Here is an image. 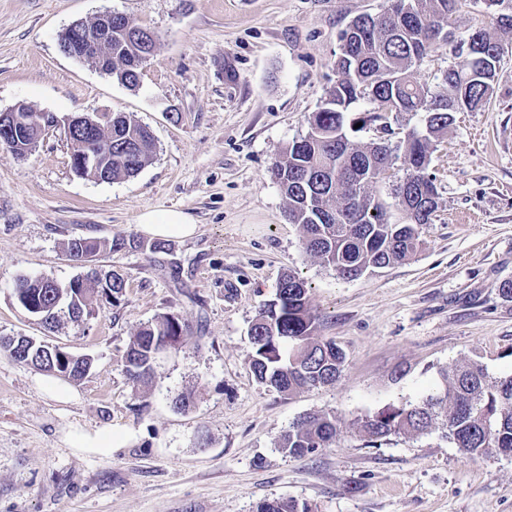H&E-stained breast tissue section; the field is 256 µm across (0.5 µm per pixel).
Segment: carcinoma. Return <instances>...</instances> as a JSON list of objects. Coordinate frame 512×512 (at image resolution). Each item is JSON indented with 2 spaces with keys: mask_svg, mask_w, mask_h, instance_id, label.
<instances>
[{
  "mask_svg": "<svg viewBox=\"0 0 512 512\" xmlns=\"http://www.w3.org/2000/svg\"><path fill=\"white\" fill-rule=\"evenodd\" d=\"M485 7L499 27L512 30V0H403L376 15L355 18L339 36L336 82L312 113L304 135L288 144L270 167L271 178L288 200V223L302 229L305 254L333 268L342 279H353L417 254L422 226L432 223L438 191L429 173L432 140L448 132L456 112H480L491 100L494 81L506 48L486 30H473L458 39L452 18L467 5ZM457 42L460 61L448 66L432 86L420 84L415 70L439 45ZM157 42L142 27L119 13L112 20V77L134 90L143 64L155 55ZM372 108L363 118L381 133L368 144L353 143L345 129V115L360 101ZM404 112L424 113L423 128L408 131L395 143L392 123ZM11 150L41 136L39 116L23 115ZM100 127L70 134L73 152L93 149L103 169H80L76 174L108 182L137 175L153 159L156 143L150 129L130 113L103 115ZM404 153V176L394 188L395 206L403 221H391L389 206L375 188L390 178ZM127 246L157 252L165 245L134 240L111 243L96 237H77L67 243L69 257L95 256L104 249ZM21 287L40 301L51 329L58 310L67 303L69 314L82 319L94 302L114 304L125 295L118 273L101 277L91 271L66 284L50 279H24ZM189 325L175 314H163L141 326L125 355L128 379L140 391L151 377L157 359L177 349ZM318 318L311 312L308 288L290 273L278 283L273 299L264 302L248 330L252 353L249 364L256 378L281 393L331 385L339 378L345 353L333 340L317 334ZM32 366L60 371L57 354L37 340ZM438 389L418 403L391 404L361 420L372 442L391 435L417 436L438 430L471 456L512 457V374L491 376L479 360H468L439 371ZM336 417L314 414L299 419L283 435L278 448L291 456H305L335 443ZM256 512H312L295 500L272 499L257 504Z\"/></svg>",
  "mask_w": 512,
  "mask_h": 512,
  "instance_id": "carcinoma-1",
  "label": "carcinoma"
}]
</instances>
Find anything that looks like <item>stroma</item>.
<instances>
[{"mask_svg":"<svg viewBox=\"0 0 512 512\" xmlns=\"http://www.w3.org/2000/svg\"><path fill=\"white\" fill-rule=\"evenodd\" d=\"M386 0H0V111L20 101L59 118L127 112L157 153L138 175L77 176L64 129L27 157L0 147V336L90 356L70 381L0 352V512H255L293 499L317 512H512V459L468 456L432 431L369 443L365 416L416 402L440 368L480 360L512 373V53L491 101L459 112L434 144L438 209L409 261L345 280L307 256L269 168L336 81L339 35ZM115 10L154 30L157 51L128 89L69 57L61 31ZM180 211L196 236L164 252H103L126 280L119 304L45 330L19 303L24 278L84 275L71 238L139 236L150 211ZM289 272L307 283L318 334L346 354L335 384L282 394L249 368L247 331ZM189 323L142 393L124 356L141 324ZM189 395L193 406L173 400ZM330 413L336 442L305 457L277 444ZM121 429L99 455L77 431Z\"/></svg>","mask_w":512,"mask_h":512,"instance_id":"obj_1","label":"stroma"}]
</instances>
